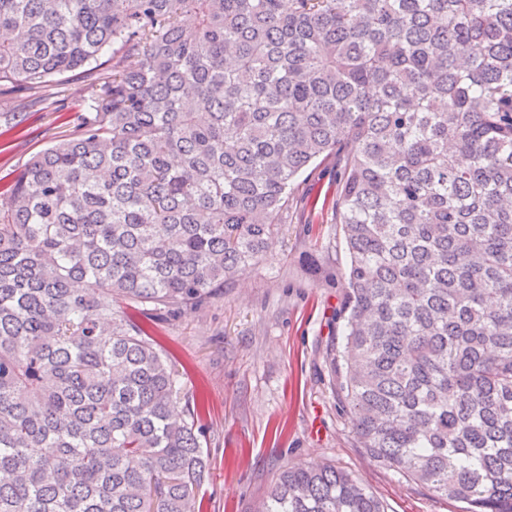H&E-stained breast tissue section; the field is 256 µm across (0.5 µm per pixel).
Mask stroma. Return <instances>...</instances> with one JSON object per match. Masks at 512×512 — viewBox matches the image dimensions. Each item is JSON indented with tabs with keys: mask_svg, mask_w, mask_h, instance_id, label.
<instances>
[{
	"mask_svg": "<svg viewBox=\"0 0 512 512\" xmlns=\"http://www.w3.org/2000/svg\"><path fill=\"white\" fill-rule=\"evenodd\" d=\"M91 90L78 71L37 93L0 90V113L25 115L0 137V183L71 132L60 115L77 111ZM341 171L332 158L307 169L270 249L205 306L153 325L184 397L203 405V512H250L282 470L313 461L351 474L385 512H464L358 448L338 399L330 361L344 348L348 255L334 208Z\"/></svg>",
	"mask_w": 512,
	"mask_h": 512,
	"instance_id": "1",
	"label": "stroma"
}]
</instances>
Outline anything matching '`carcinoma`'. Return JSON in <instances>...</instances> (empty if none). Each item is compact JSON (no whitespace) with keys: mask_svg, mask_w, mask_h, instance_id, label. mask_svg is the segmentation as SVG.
Returning a JSON list of instances; mask_svg holds the SVG:
<instances>
[{"mask_svg":"<svg viewBox=\"0 0 512 512\" xmlns=\"http://www.w3.org/2000/svg\"><path fill=\"white\" fill-rule=\"evenodd\" d=\"M0 186V512H196L200 404L155 317L270 247L343 146L359 447L512 512V0H0V84L93 74ZM252 512H385L324 463Z\"/></svg>","mask_w":512,"mask_h":512,"instance_id":"carcinoma-1","label":"carcinoma"}]
</instances>
